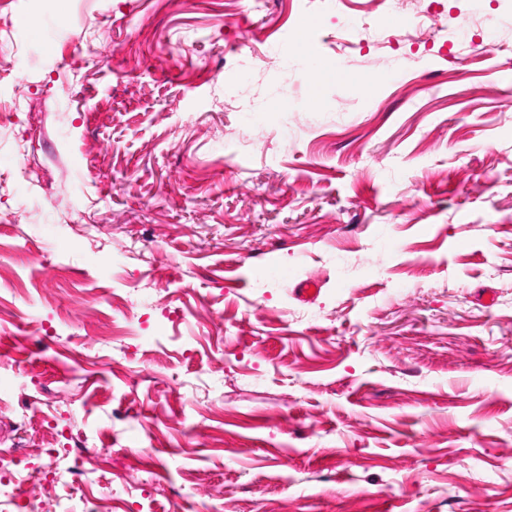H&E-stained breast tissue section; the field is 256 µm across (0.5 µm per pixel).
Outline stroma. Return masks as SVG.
<instances>
[{"mask_svg":"<svg viewBox=\"0 0 512 512\" xmlns=\"http://www.w3.org/2000/svg\"><path fill=\"white\" fill-rule=\"evenodd\" d=\"M421 5L341 65L365 0H0V465L78 435L108 512H512V0ZM369 6L363 16L356 14H344L341 21L336 25V43L340 46L349 47L351 42L347 39L349 34L355 33L358 36L363 30H369L367 27L366 17L381 14L388 6L386 0H369Z\"/></svg>","mask_w":512,"mask_h":512,"instance_id":"stroma-1","label":"stroma"}]
</instances>
